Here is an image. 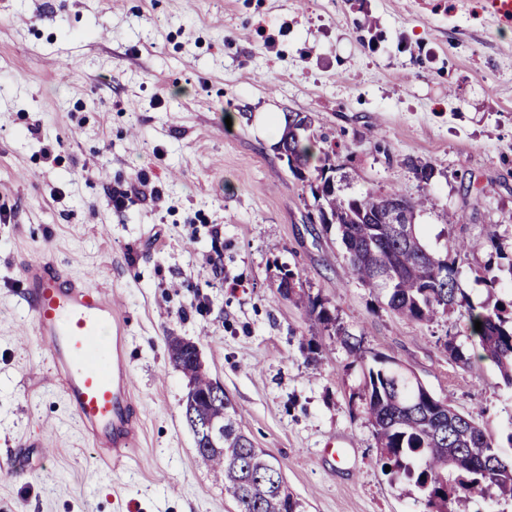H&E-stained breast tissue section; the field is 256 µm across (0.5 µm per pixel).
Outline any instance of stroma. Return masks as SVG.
Returning <instances> with one entry per match:
<instances>
[{
  "instance_id": "35a3bbf8",
  "label": "stroma",
  "mask_w": 512,
  "mask_h": 512,
  "mask_svg": "<svg viewBox=\"0 0 512 512\" xmlns=\"http://www.w3.org/2000/svg\"><path fill=\"white\" fill-rule=\"evenodd\" d=\"M261 112L311 115L353 193L417 196L406 161L431 164L422 243L471 242L465 304L512 303V25L478 0H0V460L24 458L0 471V512H237L198 460L171 336L198 342L305 512H431L378 461L362 400L378 356L512 458V385L459 309L412 322L365 288ZM142 173L157 195L113 209ZM44 254L123 301L141 416L123 468L96 457L30 336L21 266ZM282 266L335 328L278 294Z\"/></svg>"
}]
</instances>
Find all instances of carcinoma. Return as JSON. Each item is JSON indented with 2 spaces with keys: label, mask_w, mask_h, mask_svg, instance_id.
Masks as SVG:
<instances>
[{
  "label": "carcinoma",
  "mask_w": 512,
  "mask_h": 512,
  "mask_svg": "<svg viewBox=\"0 0 512 512\" xmlns=\"http://www.w3.org/2000/svg\"><path fill=\"white\" fill-rule=\"evenodd\" d=\"M313 119L303 112H288L278 144L285 150L288 169L309 183L318 221L324 228L337 226L352 272L361 283L385 294L388 306L402 317L429 322L457 305L456 258L461 242L450 243L440 254L428 252L413 224L385 223L386 204L395 202L414 217L435 207L431 184L434 167L420 160H407L420 184L416 197L399 192L368 190L342 194L345 175L336 180V191L321 189L340 170L336 158L325 155L323 164L310 168L315 140ZM277 288L285 277L295 278L300 291L291 292L306 315L324 326L335 319L324 303L301 292L299 274L281 271ZM469 329L477 337L484 357L499 368L512 384V315L502 306L480 312L466 311ZM482 329L475 330V321ZM170 362L188 379L182 413L188 427L204 417L224 424V444L213 447L205 438L196 441L199 460L224 470V492L235 501L237 512H305L300 500L288 491L281 473L266 462L267 453L254 447L236 427L234 402L219 391L217 381L200 370L191 354L176 339L167 341ZM365 381L364 413L373 427L380 460L390 472L402 476L427 492L436 512H454L458 495L490 500L512 497V462L502 459L494 439L474 419L454 411L446 402L430 400L421 384H412L397 369L377 358ZM453 455L457 476L448 486V456Z\"/></svg>",
  "instance_id": "1"
}]
</instances>
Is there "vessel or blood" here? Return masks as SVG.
Returning <instances> with one entry per match:
<instances>
[{"label": "vessel or blood", "instance_id": "obj_1", "mask_svg": "<svg viewBox=\"0 0 512 512\" xmlns=\"http://www.w3.org/2000/svg\"><path fill=\"white\" fill-rule=\"evenodd\" d=\"M480 10L512 23V0H480ZM22 284L34 334L82 432L100 458L125 463L139 422L123 311L46 255L23 263Z\"/></svg>", "mask_w": 512, "mask_h": 512}]
</instances>
